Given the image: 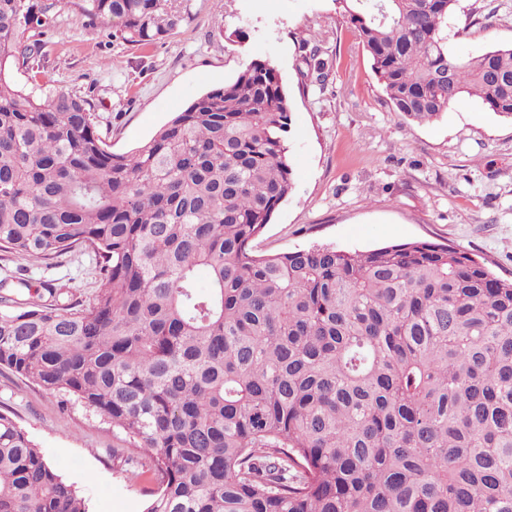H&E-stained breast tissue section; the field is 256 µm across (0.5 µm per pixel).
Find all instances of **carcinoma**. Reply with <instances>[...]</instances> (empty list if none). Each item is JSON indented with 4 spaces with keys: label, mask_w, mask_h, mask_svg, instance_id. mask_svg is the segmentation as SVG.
<instances>
[{
    "label": "carcinoma",
    "mask_w": 512,
    "mask_h": 512,
    "mask_svg": "<svg viewBox=\"0 0 512 512\" xmlns=\"http://www.w3.org/2000/svg\"><path fill=\"white\" fill-rule=\"evenodd\" d=\"M175 0H80L130 43ZM394 111L465 96L512 120V45L448 52L458 0H335ZM48 0H0V250L94 255L93 300L0 295V366L101 416L156 483L144 512H512V280L417 241L363 253L251 246L294 187L292 103L248 62L129 154L41 74ZM208 270L204 288L198 269ZM138 450V458L126 448ZM0 512H86L0 413Z\"/></svg>",
    "instance_id": "carcinoma-1"
}]
</instances>
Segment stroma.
Wrapping results in <instances>:
<instances>
[{
  "label": "stroma",
  "instance_id": "35a3bbf8",
  "mask_svg": "<svg viewBox=\"0 0 512 512\" xmlns=\"http://www.w3.org/2000/svg\"><path fill=\"white\" fill-rule=\"evenodd\" d=\"M188 19L137 45L86 26L71 5L43 36L53 86L90 98L113 152L153 136L198 94L223 86L255 58L273 62L293 102L288 134L295 187L254 239L276 254L328 244L345 251L428 241L468 252L512 280V121L466 98L437 121L394 112L368 55L334 0H176ZM449 51L476 56L512 45V0H460ZM325 82H318L316 64ZM93 254L54 260L0 250V286L98 287ZM0 413L12 417L86 500L88 512H142L146 481L115 461L111 426L0 367Z\"/></svg>",
  "mask_w": 512,
  "mask_h": 512
}]
</instances>
